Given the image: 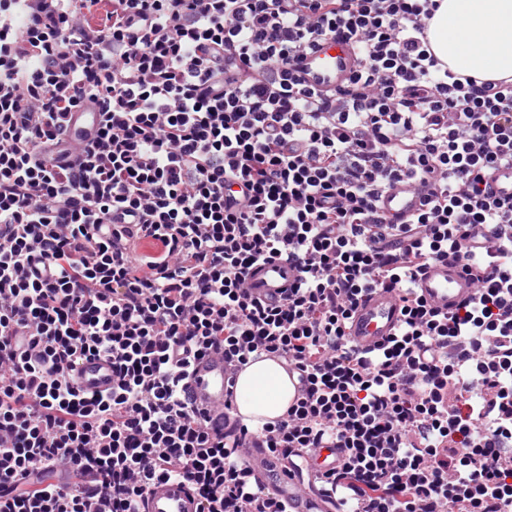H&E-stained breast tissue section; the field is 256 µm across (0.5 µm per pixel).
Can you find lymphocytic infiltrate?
Wrapping results in <instances>:
<instances>
[{
  "label": "lymphocytic infiltrate",
  "instance_id": "f902f5d3",
  "mask_svg": "<svg viewBox=\"0 0 512 512\" xmlns=\"http://www.w3.org/2000/svg\"><path fill=\"white\" fill-rule=\"evenodd\" d=\"M437 0H111L96 40L75 0H0V512H141L158 481L198 512H286L184 399L194 359L276 353L303 397L266 448L344 461L319 488L352 512H512V77L448 70ZM359 58L333 92L294 59ZM95 102L79 162L45 163ZM396 182L428 189L401 224ZM238 187L230 195L228 187ZM453 258L475 296L429 309L418 276ZM298 276L251 294L267 260ZM401 320L363 351L358 303ZM112 364L89 394L67 372ZM356 66L357 56L350 43L329 37L313 51L299 55L293 70L303 85L325 92L340 86ZM425 202L426 191L415 190L405 183H397L382 195L379 208L387 220L402 222L423 209ZM400 303L394 291L376 290L358 305L348 337L364 350L376 348L394 333L400 320Z\"/></svg>",
  "mask_w": 512,
  "mask_h": 512
}]
</instances>
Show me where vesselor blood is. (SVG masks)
<instances>
[{
  "label": "vessel or blood",
  "mask_w": 512,
  "mask_h": 512,
  "mask_svg": "<svg viewBox=\"0 0 512 512\" xmlns=\"http://www.w3.org/2000/svg\"><path fill=\"white\" fill-rule=\"evenodd\" d=\"M357 56L350 43L330 37L316 49L299 55L293 70L303 85L328 91L340 86L355 70ZM95 126L91 112H73L67 116V149L86 144ZM426 193L404 183H397L382 195L381 213L387 220L401 222L423 209ZM297 275L296 269L280 260H271L255 269L248 279L254 296L275 298L282 287ZM426 304L440 312L454 308L473 297L474 288L461 263L452 259L429 263L417 280ZM400 320V303L395 292L377 290L358 305L348 337L364 350L376 348L393 334ZM245 364L225 359L223 350L214 349L194 361L184 385V394L204 417L209 428L224 431L235 428L242 413L235 398V388ZM76 384L86 391H104L112 386L111 365L98 358L76 364L70 372ZM243 453L253 476L283 503L288 512H341L335 499L321 494L299 475L289 459L261 448L257 436H250ZM342 463L337 448L317 449L308 460L310 475L336 470ZM198 503L189 486L178 479L156 483L147 493L145 512H197Z\"/></svg>",
  "instance_id": "1"
}]
</instances>
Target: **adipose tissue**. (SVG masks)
<instances>
[{"label": "adipose tissue", "instance_id": "obj_1", "mask_svg": "<svg viewBox=\"0 0 512 512\" xmlns=\"http://www.w3.org/2000/svg\"><path fill=\"white\" fill-rule=\"evenodd\" d=\"M437 55L457 73L483 79L512 76V0H440L430 29ZM291 388L281 366L267 360L241 374L242 413L279 417Z\"/></svg>", "mask_w": 512, "mask_h": 512}]
</instances>
